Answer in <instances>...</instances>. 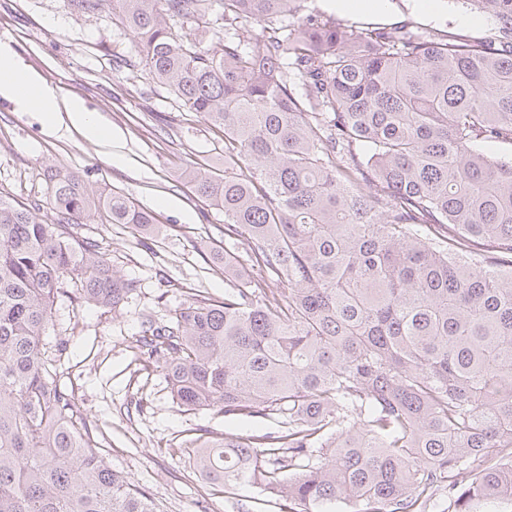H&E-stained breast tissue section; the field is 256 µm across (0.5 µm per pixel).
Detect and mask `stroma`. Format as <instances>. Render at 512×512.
<instances>
[{
  "instance_id": "stroma-1",
  "label": "stroma",
  "mask_w": 512,
  "mask_h": 512,
  "mask_svg": "<svg viewBox=\"0 0 512 512\" xmlns=\"http://www.w3.org/2000/svg\"><path fill=\"white\" fill-rule=\"evenodd\" d=\"M389 0L380 26L401 33L417 25L460 42L496 40L494 20L465 0ZM0 41L58 95L80 97L112 130L111 146L65 127L48 128L39 113L0 97V192L26 206L45 200L43 172H71L102 194L125 195L150 210L151 236L124 224L80 218L72 230L96 237L103 252L138 289L119 311L59 296L45 337L62 349L61 386L72 392L113 470L145 490L157 512H279L258 488L214 491L182 454L206 433L250 434L256 419L209 410L184 412L159 363L132 346L144 320L166 321L187 293L223 300L224 272L210 249L224 244V212L197 197L182 173L224 170V135L188 111L142 66L124 64L132 38L111 11L70 13L65 0H0Z\"/></svg>"
}]
</instances>
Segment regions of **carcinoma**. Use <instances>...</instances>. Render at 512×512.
I'll list each match as a JSON object with an SVG mask.
<instances>
[{
	"label": "carcinoma",
	"mask_w": 512,
	"mask_h": 512,
	"mask_svg": "<svg viewBox=\"0 0 512 512\" xmlns=\"http://www.w3.org/2000/svg\"><path fill=\"white\" fill-rule=\"evenodd\" d=\"M304 2L66 0L112 8L151 78L224 128V176L187 177L256 271L217 254L224 301L187 296L136 348L184 411L274 422L186 449L226 493L257 487L280 512H425L439 490L455 512L512 503V159L476 149L512 145V45L341 25ZM470 4L512 39V0ZM46 179L51 219L0 194V512H156L43 351L63 284L114 310L137 290L69 221L150 234L154 216Z\"/></svg>",
	"instance_id": "carcinoma-1"
}]
</instances>
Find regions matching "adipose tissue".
Returning <instances> with one entry per match:
<instances>
[{"instance_id": "ef3b65f1", "label": "adipose tissue", "mask_w": 512, "mask_h": 512, "mask_svg": "<svg viewBox=\"0 0 512 512\" xmlns=\"http://www.w3.org/2000/svg\"><path fill=\"white\" fill-rule=\"evenodd\" d=\"M0 96L42 113L48 127L67 123L85 136L111 144L112 132L96 120L78 97L59 99L55 88L27 71L9 44L0 43Z\"/></svg>"}]
</instances>
